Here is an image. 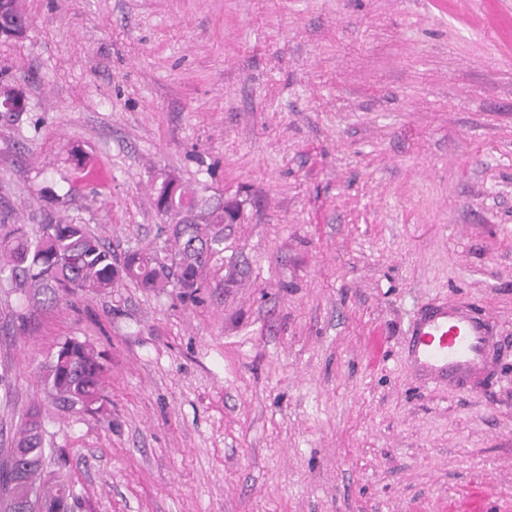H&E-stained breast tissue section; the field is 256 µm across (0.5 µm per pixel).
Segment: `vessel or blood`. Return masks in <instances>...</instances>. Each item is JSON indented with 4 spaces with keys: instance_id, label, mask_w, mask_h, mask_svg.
Returning <instances> with one entry per match:
<instances>
[{
    "instance_id": "b4317fda",
    "label": "vessel or blood",
    "mask_w": 512,
    "mask_h": 512,
    "mask_svg": "<svg viewBox=\"0 0 512 512\" xmlns=\"http://www.w3.org/2000/svg\"><path fill=\"white\" fill-rule=\"evenodd\" d=\"M512 345L499 337L484 311L453 299L430 304L413 319L404 358L425 384L470 391L500 378Z\"/></svg>"
}]
</instances>
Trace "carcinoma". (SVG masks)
<instances>
[{
    "instance_id": "1",
    "label": "carcinoma",
    "mask_w": 512,
    "mask_h": 512,
    "mask_svg": "<svg viewBox=\"0 0 512 512\" xmlns=\"http://www.w3.org/2000/svg\"><path fill=\"white\" fill-rule=\"evenodd\" d=\"M185 207L202 212L201 222L182 223ZM174 225L166 254L133 250L121 257L83 224L47 219L30 239L21 226L0 237V259L8 279L36 306L52 307L78 292L102 293L124 281L145 289L202 287V273L224 245V205L210 206L184 187L172 197L164 212ZM106 368L100 355L83 342L67 339L43 366V379L59 403L87 410L102 397ZM42 413L27 411L16 432L13 447L0 459V512H53L70 498L61 481L41 480L44 462Z\"/></svg>"
}]
</instances>
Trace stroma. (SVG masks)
Listing matches in <instances>:
<instances>
[{"label":"stroma","instance_id":"1","mask_svg":"<svg viewBox=\"0 0 512 512\" xmlns=\"http://www.w3.org/2000/svg\"><path fill=\"white\" fill-rule=\"evenodd\" d=\"M0 40V224L163 249L164 175L240 206L196 300L126 282L32 307L0 280V448L44 418L70 512H512V356L456 392L418 309L512 338V0H22ZM101 352L61 407L56 346ZM1 1V0H0ZM12 0L0 2V39H21L28 32L29 25L16 11ZM509 343L497 336L488 315L454 299L430 304L413 319L404 358L425 384L470 391L499 381ZM100 355L83 342L66 339L43 366V379L60 404L90 410L98 403L106 373Z\"/></svg>","mask_w":512,"mask_h":512}]
</instances>
